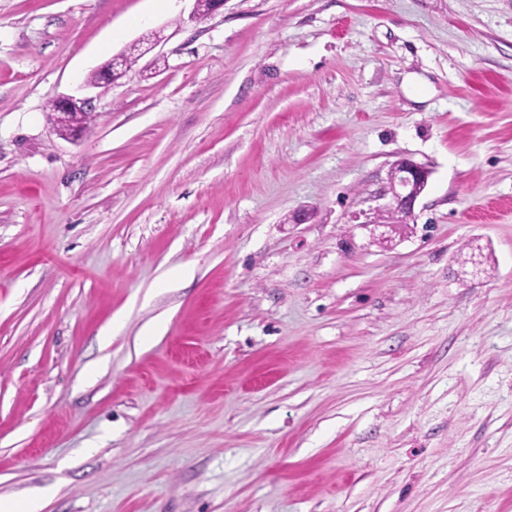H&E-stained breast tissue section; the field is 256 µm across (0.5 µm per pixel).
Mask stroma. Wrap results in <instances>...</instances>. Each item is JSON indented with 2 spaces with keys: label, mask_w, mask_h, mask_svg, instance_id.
Segmentation results:
<instances>
[{
  "label": "stroma",
  "mask_w": 512,
  "mask_h": 512,
  "mask_svg": "<svg viewBox=\"0 0 512 512\" xmlns=\"http://www.w3.org/2000/svg\"><path fill=\"white\" fill-rule=\"evenodd\" d=\"M194 11L0 0V496L512 512V0ZM56 102H57V104H56ZM56 102L53 101L50 106V111L55 114L56 125L61 121V115L59 114L60 111L58 110V107L62 111H69L79 103H80L79 105L83 109L89 110L88 107H91L90 99H74L72 97H62V98L56 100ZM57 105H58V107H57ZM86 110L73 109V110L69 111V112H73V113H70L67 117H65L64 121H67L68 123H71V124L83 125L85 127V125H87V122L89 120V115ZM430 171L406 158L393 162L388 172V186L383 196H389L384 211H400L411 217L416 203L428 185Z\"/></svg>",
  "instance_id": "stroma-1"
}]
</instances>
